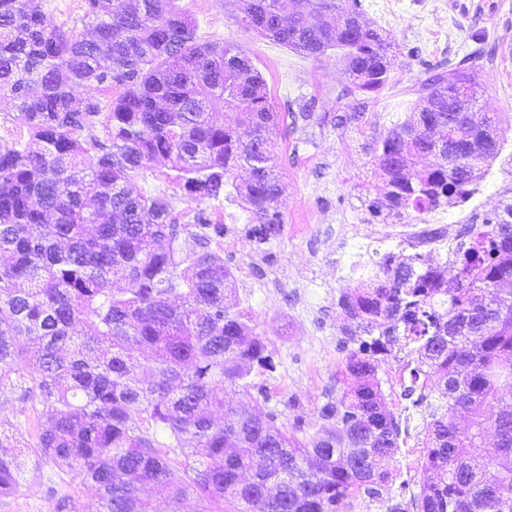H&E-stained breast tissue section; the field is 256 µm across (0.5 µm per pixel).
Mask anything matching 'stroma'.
Wrapping results in <instances>:
<instances>
[{"mask_svg": "<svg viewBox=\"0 0 512 512\" xmlns=\"http://www.w3.org/2000/svg\"><path fill=\"white\" fill-rule=\"evenodd\" d=\"M367 20L390 33L393 68L384 89L351 90L336 51L320 58L268 42L236 22L238 0H179L203 39L230 42L251 58L271 103L285 120L273 139L282 186L278 207L284 230L267 244L251 243L244 228L252 215L237 196L248 172L234 169L219 202L197 203L170 178L168 162L155 161L134 181L137 192L164 193L177 223L197 214L223 216L235 245L225 252L236 281L238 308L262 336L274 371L252 369L249 381L286 424L306 433L319 425V408L351 383L341 375L359 331L340 306L342 294L371 277L347 268L348 255L366 227L387 238L395 223L421 221L413 210L381 217L369 204L385 174L376 155L381 141L414 109L429 70L470 68L484 87L486 109L500 113L504 145L473 182L483 216L512 203V0H362ZM312 115H305V106ZM4 433L24 448L18 493L0 497V512H83L85 497L66 471L36 465L41 406L36 398L9 396L0 404Z\"/></svg>", "mask_w": 512, "mask_h": 512, "instance_id": "1", "label": "stroma"}]
</instances>
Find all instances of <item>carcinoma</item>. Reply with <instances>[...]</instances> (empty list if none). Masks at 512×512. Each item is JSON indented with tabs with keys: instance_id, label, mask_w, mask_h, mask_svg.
Returning <instances> with one entry per match:
<instances>
[{
	"instance_id": "obj_1",
	"label": "carcinoma",
	"mask_w": 512,
	"mask_h": 512,
	"mask_svg": "<svg viewBox=\"0 0 512 512\" xmlns=\"http://www.w3.org/2000/svg\"><path fill=\"white\" fill-rule=\"evenodd\" d=\"M293 5L286 22L281 0H240L237 23L306 57L344 50L359 91L387 84V36L359 0ZM81 23L89 33L61 29L43 0H0V95L29 134L0 149V393L38 390L44 422L30 452L79 479L89 512H154L151 487L166 491L170 512L190 497L200 512L226 501L245 512H346L354 493L385 512H512V290L490 294L512 283V203L472 229L453 278L386 252L370 287L341 297L368 334L345 356L355 384L323 404L319 428L301 438L277 424V411L224 399L229 388L248 390L253 368L274 369L235 310L231 270L209 248L224 225L198 220L202 232L186 248L168 197L131 189L163 159L184 195L218 201L229 173L245 166L246 236L277 239L271 142L283 117L264 80L233 44L199 39L178 0H86ZM114 86L126 90L104 111L92 91ZM457 87L470 101L450 108ZM483 93L460 65L421 83L418 105L379 148L387 183L374 213L426 214L470 193L499 153V113L484 114L491 150L452 168L418 169L413 158L472 136L465 112ZM98 126L105 140L82 137ZM402 339L417 354L413 383L437 399L419 494L408 502L392 495L383 465L400 429L376 380L378 361ZM143 420L180 450L181 468ZM21 456L0 437V495L18 491Z\"/></svg>"
}]
</instances>
